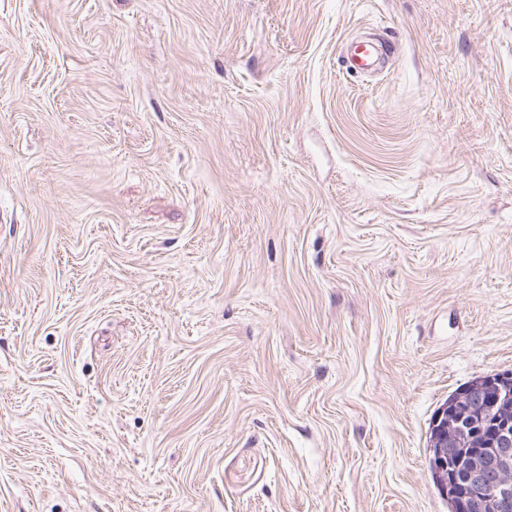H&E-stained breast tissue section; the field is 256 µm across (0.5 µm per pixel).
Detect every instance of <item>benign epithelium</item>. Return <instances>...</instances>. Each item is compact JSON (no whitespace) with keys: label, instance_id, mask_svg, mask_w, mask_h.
I'll return each instance as SVG.
<instances>
[{"label":"benign epithelium","instance_id":"obj_1","mask_svg":"<svg viewBox=\"0 0 512 512\" xmlns=\"http://www.w3.org/2000/svg\"><path fill=\"white\" fill-rule=\"evenodd\" d=\"M430 452L455 512H512V373L483 376L441 406Z\"/></svg>","mask_w":512,"mask_h":512}]
</instances>
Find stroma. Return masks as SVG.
I'll list each match as a JSON object with an SVG mask.
<instances>
[{"mask_svg": "<svg viewBox=\"0 0 512 512\" xmlns=\"http://www.w3.org/2000/svg\"><path fill=\"white\" fill-rule=\"evenodd\" d=\"M497 372L512 0H0V512H450Z\"/></svg>", "mask_w": 512, "mask_h": 512, "instance_id": "35a3bbf8", "label": "stroma"}]
</instances>
